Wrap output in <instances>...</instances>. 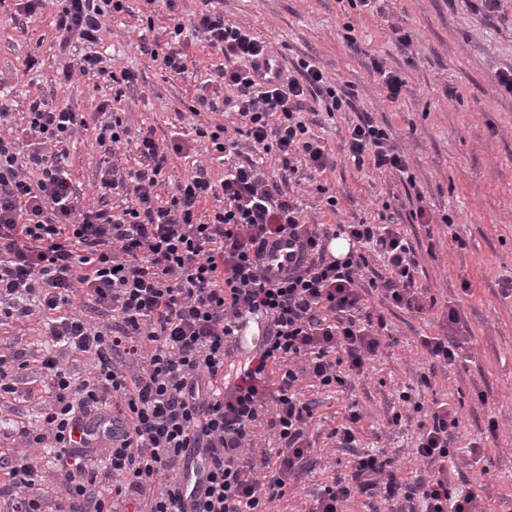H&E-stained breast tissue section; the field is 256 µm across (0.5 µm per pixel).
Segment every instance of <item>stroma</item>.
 Instances as JSON below:
<instances>
[{
	"mask_svg": "<svg viewBox=\"0 0 512 512\" xmlns=\"http://www.w3.org/2000/svg\"><path fill=\"white\" fill-rule=\"evenodd\" d=\"M129 6V13L107 18L97 46L107 70L138 76L136 88L119 96L103 79L78 72L60 84L66 56L58 49L52 0L29 18L16 15L15 0H0V91L13 121H21L38 97L91 117L100 102L116 95L115 108L134 133L151 127L161 138L175 125H231L234 113L188 110L201 70L220 64L221 55L188 39L193 66L180 75L151 57L164 48L173 21L188 20L199 0H176L172 9L164 0L151 10L143 0ZM220 9L225 20L262 36L283 68L315 59L352 93L354 110L335 118L303 112L337 165L317 177L298 169L288 190L311 222L398 225L417 255L418 291L431 304L418 314L371 292L367 305L387 328L364 374L331 390L302 383L305 398L317 403L311 431L320 441L312 470L293 478L274 512H308L322 483L346 473L356 450H386L398 476L423 475L425 467L411 450L438 402L449 403L460 419L450 443L452 486L478 492L485 512H512V97L501 94L496 81L497 72L512 69V0H504L490 20L481 0H376L370 12L349 7L347 0H223ZM399 28L410 34V46L398 42ZM376 56L406 81L398 102L384 97L370 63ZM362 112L371 113L406 155L410 178L358 170L349 162L346 132ZM95 136L94 129L78 130L66 157L85 205L98 199L96 180L105 161L135 165L133 146L110 156ZM330 194L336 207L326 202ZM422 205L434 223H413ZM452 306L460 312L467 349L455 363L434 366L420 340L442 334ZM424 373L429 383H421ZM20 390V397L0 403V423L39 428L47 399L42 384L31 380ZM353 409L360 415L353 426L356 449L332 445L328 432L345 424ZM396 414L402 417L397 424ZM474 443L486 450L478 462L469 453Z\"/></svg>",
	"mask_w": 512,
	"mask_h": 512,
	"instance_id": "obj_1",
	"label": "stroma"
}]
</instances>
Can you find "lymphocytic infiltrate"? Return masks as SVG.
Wrapping results in <instances>:
<instances>
[{
    "instance_id": "obj_1",
    "label": "lymphocytic infiltrate",
    "mask_w": 512,
    "mask_h": 512,
    "mask_svg": "<svg viewBox=\"0 0 512 512\" xmlns=\"http://www.w3.org/2000/svg\"><path fill=\"white\" fill-rule=\"evenodd\" d=\"M60 49L78 39L90 50L73 71L125 87L138 78L112 72L93 49L106 17L129 10L128 0H55ZM204 41L224 61L205 75L224 87V105L239 121L237 138L224 124L173 130L158 140L150 128L131 133L114 104L101 102L96 140L108 153L134 144L137 166L118 173L101 167L96 206H79L64 160L83 113L33 101L20 134L0 137V323L50 316L45 350L0 355V398L17 393L39 372L52 401L43 427L12 431L25 448H44L56 460L55 489L36 487L30 456H0L6 512H186L183 473L187 451L204 449L205 487L187 512H273L290 479L307 468L315 450L309 429L316 405L295 388L301 376L319 386L345 385L364 373L380 347V334L364 295L382 289L395 306L424 312L415 290V252L394 224H310L286 188L296 162L314 172L335 169L336 156L298 114L310 104L328 114L353 108L315 60H300L276 81L259 69L269 47L249 28L226 22L214 0H201L189 23H174L164 69L187 68V37ZM245 137L253 159L227 168L220 180L203 169L170 177L174 159H189L193 142L215 151L237 149ZM276 154L282 177L267 175L262 156ZM348 157L356 168L407 174L409 162L369 115L348 129ZM119 205H111L113 197ZM216 200L208 218L200 210ZM292 234L308 248L300 270L277 282L257 263L268 238ZM346 238L342 258L329 240ZM384 257L389 279H363L367 252ZM104 317L77 312L75 301ZM264 321V336L238 360V336L250 319ZM85 357L84 377L63 368L56 348ZM266 426L274 447L253 449L256 427ZM459 416L447 404L432 408L412 453L427 466L424 478L399 477L384 451L355 452L347 474L332 477L309 512H345L358 496L383 502H419L422 512H484L474 491L456 492L448 479V440ZM80 440H73L75 429Z\"/></svg>"
}]
</instances>
